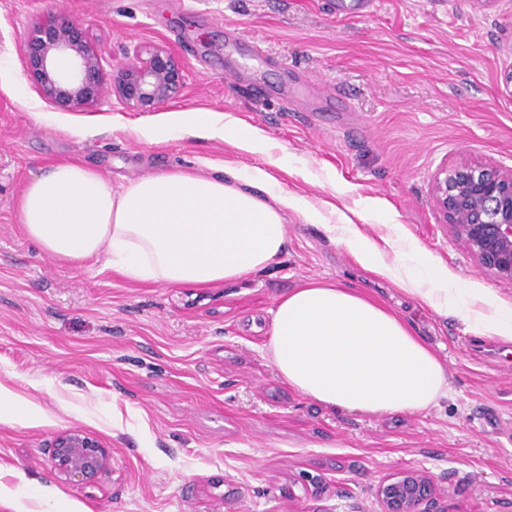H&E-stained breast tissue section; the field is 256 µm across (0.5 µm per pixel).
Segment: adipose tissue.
<instances>
[{"label": "adipose tissue", "mask_w": 512, "mask_h": 512, "mask_svg": "<svg viewBox=\"0 0 512 512\" xmlns=\"http://www.w3.org/2000/svg\"><path fill=\"white\" fill-rule=\"evenodd\" d=\"M169 132L196 131L267 158L270 141L231 116L184 114ZM324 225L365 267L440 316L512 342V307L466 288L407 240L381 246L348 216L325 213L280 189L267 168L211 163L161 169L113 187L80 162L45 167L24 186L18 222L42 251L82 262L104 257L138 283L209 285L266 268L285 249L289 213ZM266 352L281 377L320 403L365 414L422 412L448 394V371L401 315L357 288L310 280L277 303Z\"/></svg>", "instance_id": "adipose-tissue-1"}]
</instances>
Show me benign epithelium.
Wrapping results in <instances>:
<instances>
[{"instance_id":"7a95c632","label":"benign epithelium","mask_w":512,"mask_h":512,"mask_svg":"<svg viewBox=\"0 0 512 512\" xmlns=\"http://www.w3.org/2000/svg\"><path fill=\"white\" fill-rule=\"evenodd\" d=\"M73 60L67 74L55 61ZM112 93L126 106L150 112L176 97L184 75L171 54L159 46H136ZM26 70L40 95L59 106L100 100L106 88L100 56L79 28L51 21L30 36ZM431 192L445 223L481 271L512 284V168L491 160H462L440 168ZM57 478L67 484L94 477L109 463V451L80 429L59 433L49 448ZM438 485L428 472L409 468L380 480L374 488L375 512H436Z\"/></svg>"}]
</instances>
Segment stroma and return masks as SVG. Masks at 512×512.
I'll list each match as a JSON object with an SVG mask.
<instances>
[{
  "instance_id": "obj_1",
  "label": "stroma",
  "mask_w": 512,
  "mask_h": 512,
  "mask_svg": "<svg viewBox=\"0 0 512 512\" xmlns=\"http://www.w3.org/2000/svg\"><path fill=\"white\" fill-rule=\"evenodd\" d=\"M83 30L108 79L137 45L160 46L184 85L151 112L116 97L63 108L25 73L32 29ZM512 0H0V384L46 413L0 422V512H373V486L408 468L440 476L439 512H512V344L467 331L361 266L322 225L289 213L266 269L210 287L130 282L103 258L59 260L31 242L16 203L41 168L79 161L113 185L203 162L264 166L223 140L142 132L183 113L260 129L282 189L399 235L475 291L512 305L437 211L438 168L512 167ZM317 279L361 288L402 314L448 370L417 413L349 412L301 395L266 354L273 310ZM77 428L108 466L60 483L48 448Z\"/></svg>"
}]
</instances>
